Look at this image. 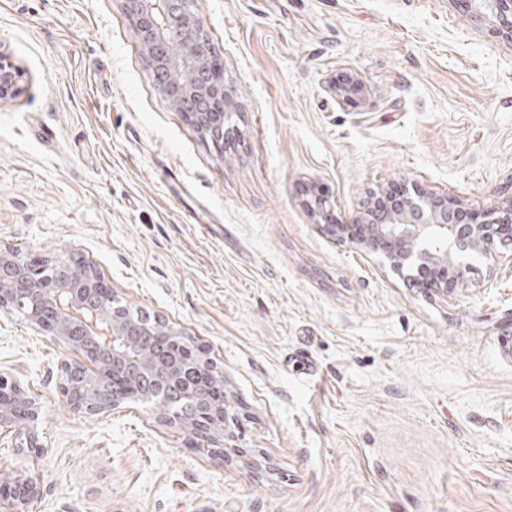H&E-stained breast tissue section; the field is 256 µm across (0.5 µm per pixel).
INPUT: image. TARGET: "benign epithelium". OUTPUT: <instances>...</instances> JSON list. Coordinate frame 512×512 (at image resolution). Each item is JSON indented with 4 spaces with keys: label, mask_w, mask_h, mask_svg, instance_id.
<instances>
[{
    "label": "benign epithelium",
    "mask_w": 512,
    "mask_h": 512,
    "mask_svg": "<svg viewBox=\"0 0 512 512\" xmlns=\"http://www.w3.org/2000/svg\"><path fill=\"white\" fill-rule=\"evenodd\" d=\"M478 11L485 9L496 27L512 42V0H469ZM140 42L154 65L159 89L179 105L195 103L192 118L198 128L210 135L218 148H224L233 104L225 94L224 78L208 72L205 57L192 44L175 57L169 43L173 29L200 34L199 19L190 8L191 0H122ZM195 71L199 81L188 84L180 75ZM18 90V71L0 55V98ZM364 93L358 78L348 75L336 85V97L348 101ZM314 206L322 227L336 240L367 253H380L399 274L417 284L425 270L432 279L430 291L448 297L474 271L469 258L488 256L500 249L512 250V199L483 212V219L460 224L456 215L466 210L457 195L439 193L416 182L403 185L398 193L373 192L361 208L346 220L335 216V204L317 196ZM44 266L17 245H0V311L18 313L32 330L49 333L63 344L75 359L64 363L60 391L65 405L75 413L101 417L130 399L115 388L116 376L124 371L136 374H162L176 379L179 363L171 361L164 370L154 363L159 344L138 341L143 335L135 323L117 318L109 309L115 291L97 268L82 262L71 265L51 281L42 276ZM93 385L95 399H86L87 385ZM140 402L158 412L160 418L176 425L200 452L214 451L215 444L231 436L234 414L230 403L213 410L200 420L183 418L182 407L157 388L140 397ZM41 407L28 390L8 373L0 371V431L15 435L21 448H40L37 420ZM41 496L38 477H0V502L11 512H22L26 504Z\"/></svg>",
    "instance_id": "1"
}]
</instances>
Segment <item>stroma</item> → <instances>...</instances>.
Here are the masks:
<instances>
[{
  "mask_svg": "<svg viewBox=\"0 0 512 512\" xmlns=\"http://www.w3.org/2000/svg\"><path fill=\"white\" fill-rule=\"evenodd\" d=\"M235 107L223 151L154 82L120 0H0V243L93 263L202 344L238 416L223 467L130 401L59 392L66 348L0 312L42 453L27 512H512V254L428 296L323 234L417 182L512 196V43L469 0H193ZM367 88L344 102L347 74ZM18 77L14 64L0 55V98L17 93Z\"/></svg>",
  "mask_w": 512,
  "mask_h": 512,
  "instance_id": "stroma-1",
  "label": "stroma"
}]
</instances>
